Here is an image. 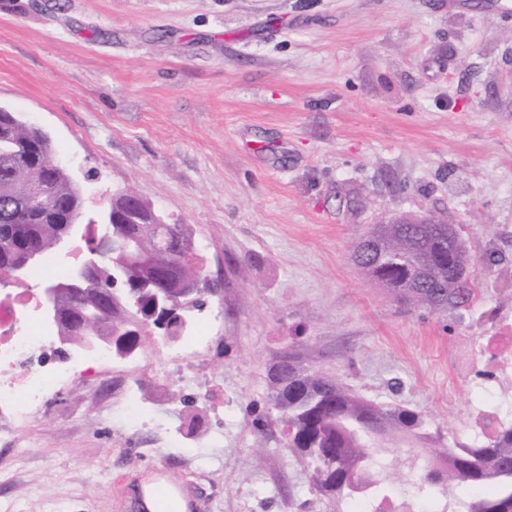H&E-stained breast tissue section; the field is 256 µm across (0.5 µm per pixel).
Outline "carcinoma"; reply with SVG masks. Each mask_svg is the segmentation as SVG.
<instances>
[{
  "label": "carcinoma",
  "mask_w": 512,
  "mask_h": 512,
  "mask_svg": "<svg viewBox=\"0 0 512 512\" xmlns=\"http://www.w3.org/2000/svg\"><path fill=\"white\" fill-rule=\"evenodd\" d=\"M29 182L46 184L51 192L42 209L29 206L24 188ZM84 212L83 193L69 171L53 163L48 136L22 122L13 113L0 114V270L23 259L31 248L46 253L64 225ZM142 220L155 225L145 249L151 266L165 274L173 257L168 228L155 223L153 212L141 206ZM392 249L373 255L365 278L389 293L409 310L447 314L470 308L478 296L477 279L460 280L455 271L471 262L464 250L448 245L438 224H391ZM140 272L130 270L121 286L120 301L110 312L112 326L121 328L148 315L154 289L137 287ZM272 403L285 428L287 446L313 469L316 488L349 502L375 479L379 494L391 485L393 465L372 458L369 436L382 430L413 433L424 424L423 415L402 406L364 400L334 379L305 371L291 362L271 370ZM479 446L431 448L432 459L448 460L434 471L413 465L407 469L403 496L419 512L433 488H448L449 512H512V421L495 424Z\"/></svg>",
  "instance_id": "cac0c4a2"
}]
</instances>
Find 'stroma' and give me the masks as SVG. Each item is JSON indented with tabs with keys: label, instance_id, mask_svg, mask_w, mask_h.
<instances>
[{
	"label": "stroma",
	"instance_id": "obj_1",
	"mask_svg": "<svg viewBox=\"0 0 512 512\" xmlns=\"http://www.w3.org/2000/svg\"><path fill=\"white\" fill-rule=\"evenodd\" d=\"M472 2L0 0V106L87 211L134 192L223 284L179 338L144 332L45 398L0 449V512H136L160 476L188 512H342L270 406L285 359L421 412V437L377 443L402 468L477 442L476 387L512 418L486 350L512 322V17ZM397 213L499 255L470 310H405L352 265Z\"/></svg>",
	"mask_w": 512,
	"mask_h": 512
}]
</instances>
